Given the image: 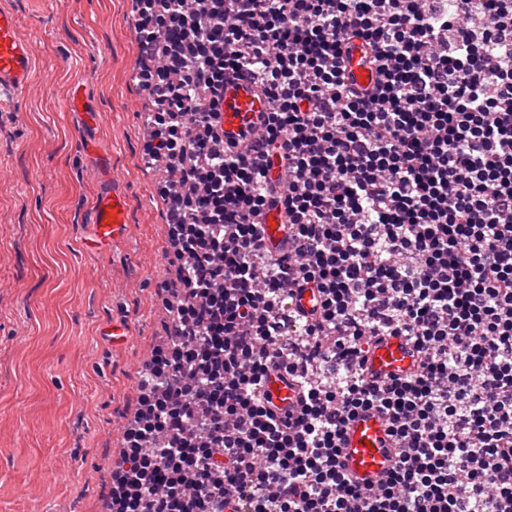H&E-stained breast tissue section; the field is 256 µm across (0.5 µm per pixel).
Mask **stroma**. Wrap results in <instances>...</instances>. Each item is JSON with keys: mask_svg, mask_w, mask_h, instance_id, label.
Wrapping results in <instances>:
<instances>
[{"mask_svg": "<svg viewBox=\"0 0 512 512\" xmlns=\"http://www.w3.org/2000/svg\"><path fill=\"white\" fill-rule=\"evenodd\" d=\"M36 51L0 112V512H108L110 468L137 408L139 372L166 336L167 263L157 168L142 159L151 102L132 0H0ZM81 86L99 109L112 175L130 198L125 242L85 245L99 175L64 108ZM126 319L113 350L104 325Z\"/></svg>", "mask_w": 512, "mask_h": 512, "instance_id": "stroma-1", "label": "stroma"}]
</instances>
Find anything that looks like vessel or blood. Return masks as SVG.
Here are the masks:
<instances>
[{
  "instance_id": "1",
  "label": "vessel or blood",
  "mask_w": 512,
  "mask_h": 512,
  "mask_svg": "<svg viewBox=\"0 0 512 512\" xmlns=\"http://www.w3.org/2000/svg\"><path fill=\"white\" fill-rule=\"evenodd\" d=\"M36 54L23 36L16 15L0 9V109L13 103L31 81ZM68 111L76 118L79 145L93 162L103 179L100 182L90 214V237L87 247L104 253L124 242L129 228V196L126 187L112 177V156L95 139L98 129L97 109L80 90H73L66 101ZM266 100L252 78L239 77L226 81L213 122L225 139L237 140L254 130ZM258 222L268 248L281 250L286 239L283 215L276 210L263 212ZM414 346L403 336H383L374 340L360 356V373L364 380L375 383L403 378L414 369ZM276 409L298 411L301 385L288 376L271 375L265 385ZM395 458L394 443L389 435V422L374 409L358 412L342 433L340 469L362 487L377 484L391 468Z\"/></svg>"
}]
</instances>
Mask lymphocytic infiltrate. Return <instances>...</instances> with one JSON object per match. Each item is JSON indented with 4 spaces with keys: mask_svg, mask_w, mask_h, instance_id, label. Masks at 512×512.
Here are the masks:
<instances>
[{
    "mask_svg": "<svg viewBox=\"0 0 512 512\" xmlns=\"http://www.w3.org/2000/svg\"><path fill=\"white\" fill-rule=\"evenodd\" d=\"M133 2L143 159L179 171L157 193L180 289L110 512H512V0ZM246 74L267 110L227 144L216 98ZM272 207L276 259L255 221ZM309 286L318 311L288 315ZM397 334L416 371L366 383L364 344ZM274 372L302 380L299 413L270 408ZM369 407L396 459L361 489L337 459Z\"/></svg>",
    "mask_w": 512,
    "mask_h": 512,
    "instance_id": "lymphocytic-infiltrate-1",
    "label": "lymphocytic infiltrate"
}]
</instances>
